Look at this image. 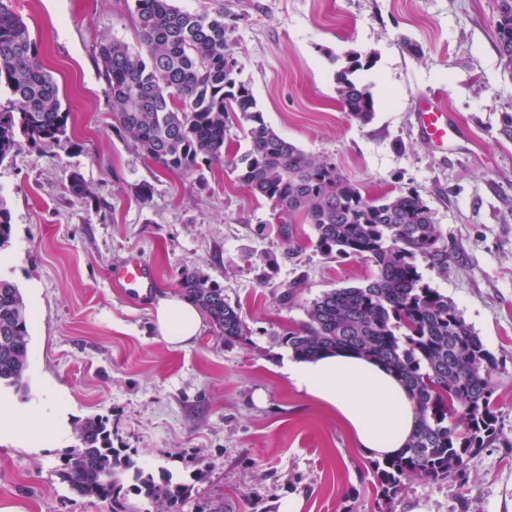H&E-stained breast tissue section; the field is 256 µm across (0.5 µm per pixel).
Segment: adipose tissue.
Returning <instances> with one entry per match:
<instances>
[{"mask_svg":"<svg viewBox=\"0 0 512 512\" xmlns=\"http://www.w3.org/2000/svg\"><path fill=\"white\" fill-rule=\"evenodd\" d=\"M155 326L169 346H187L199 335V310L177 297L159 298ZM285 371L299 391L333 407L371 458L396 455L414 426L412 402L401 384L380 365L351 354L292 360Z\"/></svg>","mask_w":512,"mask_h":512,"instance_id":"obj_1","label":"adipose tissue"}]
</instances>
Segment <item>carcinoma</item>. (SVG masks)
<instances>
[{
	"label": "carcinoma",
	"mask_w": 512,
	"mask_h": 512,
	"mask_svg": "<svg viewBox=\"0 0 512 512\" xmlns=\"http://www.w3.org/2000/svg\"><path fill=\"white\" fill-rule=\"evenodd\" d=\"M133 22L141 48L106 39L96 51L116 129L158 167L192 174L224 162L229 122L247 124L249 149L234 169L278 212L289 252L302 251L296 225L309 224L321 252L376 268L363 284L311 301L306 320L283 343L296 358L348 352L373 360L407 389L417 412L413 433L397 456L374 464L384 499L392 500L410 480L457 476L468 458L500 439L492 403L495 362L448 297L423 283L414 263L418 255L446 262L431 208L413 191L370 198L335 164L275 132L250 88L234 77L224 10L197 13L170 0H134ZM494 28L500 63L512 71V0H497ZM370 58L350 52L335 73L337 101L359 124L376 112L372 93L355 77ZM0 88L10 95V107L0 110V164L22 140L38 146L66 136L69 113L12 0H0ZM65 190L79 200L94 198L78 172L69 175ZM12 233L11 211L0 199V249L9 246ZM180 286L224 342L246 336L239 306L202 269H184ZM28 344L23 295L0 278V383L28 390ZM76 434L79 446L62 469L73 492L111 500L112 512H132L118 478L132 468L135 488L156 512H179L182 485L170 476L158 483L120 458L104 418H86Z\"/></svg>",
	"instance_id": "1"
}]
</instances>
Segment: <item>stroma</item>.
I'll list each match as a JSON object with an SVG mask.
<instances>
[{"mask_svg":"<svg viewBox=\"0 0 512 512\" xmlns=\"http://www.w3.org/2000/svg\"><path fill=\"white\" fill-rule=\"evenodd\" d=\"M189 12L223 9L236 78L268 124L305 152L328 159L364 194L417 191L447 253L415 263L448 296L494 356L492 401L512 440V74L495 46L496 0H173ZM134 0H14L69 112L66 139L21 143L0 164V199L12 239L0 276L20 288L29 325L28 389L0 387L35 433L0 435V512H112L74 494L60 477L77 448L75 428L106 417L112 446L155 478L189 491L181 512H377L372 461L346 425L298 391L280 367L283 336L323 292L357 286L374 266L331 258L298 227L303 251L286 247L267 200L237 179L244 125L230 123L223 165L203 180L159 170L113 126L94 57L105 37L138 48ZM419 48L409 54L404 42ZM372 56L357 77L377 102L373 120L347 119L331 56ZM438 99L472 137L439 151L418 130L421 103ZM79 172L96 199L69 196ZM153 188L149 199L138 189ZM139 252L157 288L115 287L112 272ZM270 255L276 266L261 258ZM199 268L240 306L243 340L225 343L211 324L188 346L160 340L155 302L179 295L183 269ZM302 291L279 300L295 280ZM392 512H512V447L493 444L442 483L412 480Z\"/></svg>","mask_w":512,"mask_h":512,"instance_id":"obj_1","label":"stroma"}]
</instances>
